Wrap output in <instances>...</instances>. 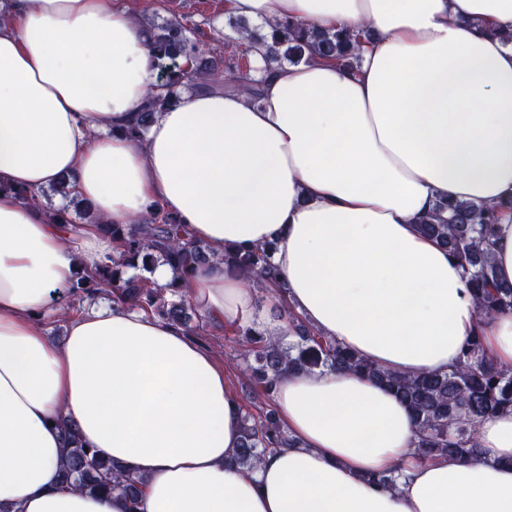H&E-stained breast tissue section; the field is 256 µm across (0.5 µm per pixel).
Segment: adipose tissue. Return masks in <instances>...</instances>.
I'll return each instance as SVG.
<instances>
[{"instance_id": "obj_1", "label": "adipose tissue", "mask_w": 512, "mask_h": 512, "mask_svg": "<svg viewBox=\"0 0 512 512\" xmlns=\"http://www.w3.org/2000/svg\"><path fill=\"white\" fill-rule=\"evenodd\" d=\"M0 6V512H125L63 487L65 419L143 477L140 512H512V412L479 424L477 456L420 463L406 404L353 373L281 376L295 447L235 464L241 403L183 327L107 299L72 313L62 341L45 334L38 313L112 242L12 194L62 182L108 223L157 204L215 252L272 246L288 308L392 371L448 372L478 334L512 367V314L480 315L462 266L418 230L442 202L497 206L512 284V0H224L262 23L368 31L360 65L253 53L260 103L186 90L141 142L121 130L159 82L127 8ZM180 287L213 332L288 333L223 266ZM399 467L398 490L367 479Z\"/></svg>"}]
</instances>
